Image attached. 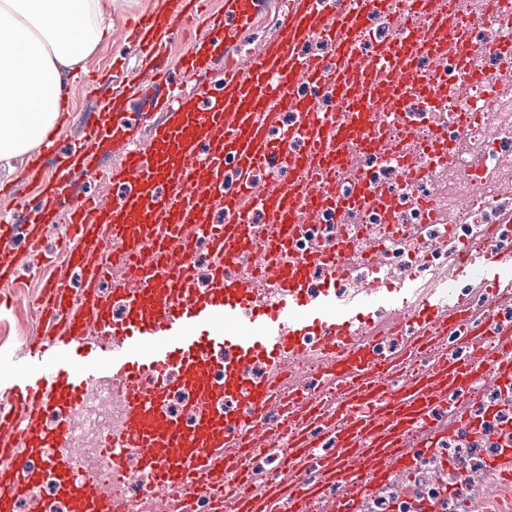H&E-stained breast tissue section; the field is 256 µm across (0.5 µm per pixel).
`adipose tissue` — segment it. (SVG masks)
<instances>
[{"mask_svg": "<svg viewBox=\"0 0 512 512\" xmlns=\"http://www.w3.org/2000/svg\"><path fill=\"white\" fill-rule=\"evenodd\" d=\"M111 18L112 0H0V167L54 130Z\"/></svg>", "mask_w": 512, "mask_h": 512, "instance_id": "1", "label": "adipose tissue"}]
</instances>
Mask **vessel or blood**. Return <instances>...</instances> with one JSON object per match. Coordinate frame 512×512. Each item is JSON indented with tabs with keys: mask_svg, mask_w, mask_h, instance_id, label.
Segmentation results:
<instances>
[{
	"mask_svg": "<svg viewBox=\"0 0 512 512\" xmlns=\"http://www.w3.org/2000/svg\"><path fill=\"white\" fill-rule=\"evenodd\" d=\"M200 3L157 0L132 37L142 61L133 84L163 115L151 140L138 138L146 113L125 110L124 90L114 88L111 120L88 125L84 145L60 156L50 177L32 166L40 209L23 204L0 218L5 282L35 260L14 250L18 234L35 239L58 208L69 214L66 263L38 303V327L22 352L0 361V512H14L44 468L65 512H192L201 501L209 512H271L277 503L285 512H361L381 478L406 473L410 460L438 447L442 420L469 418L483 402L480 385L512 389V319L500 305L512 286L511 244H470L458 269L486 284L479 307L446 288L425 294L418 331L397 359L377 349L375 321L359 315L381 286L354 300L338 293L357 241L294 247L326 212L341 220L388 206L391 195L376 189L364 157L387 149V128L398 121L404 171H420L403 105L425 93L444 108L441 75L451 70L467 83L497 47L461 34L455 0H288L273 41L246 60L224 59L220 89L157 97L159 60ZM257 10L258 0H224L232 27L208 24L179 67L207 71ZM387 13L400 21L395 36L366 46L372 20ZM102 152L120 163L102 171ZM347 172L356 183L350 195L338 190ZM78 173L122 191L107 208L71 196ZM217 203L224 220L213 224ZM202 243L210 262L200 289L193 254ZM71 270L83 276L81 292L67 285ZM304 336L317 339L334 404L297 382ZM257 359L265 373L255 379ZM405 362L418 369L402 378ZM99 383L122 415L99 448L108 485L95 469H77L69 448L74 418ZM176 391L187 418L169 406ZM270 440L279 468L256 490L252 459ZM325 442L330 453L318 454ZM133 455L150 481L131 499Z\"/></svg>",
	"mask_w": 512,
	"mask_h": 512,
	"instance_id": "obj_1",
	"label": "vessel or blood"
}]
</instances>
